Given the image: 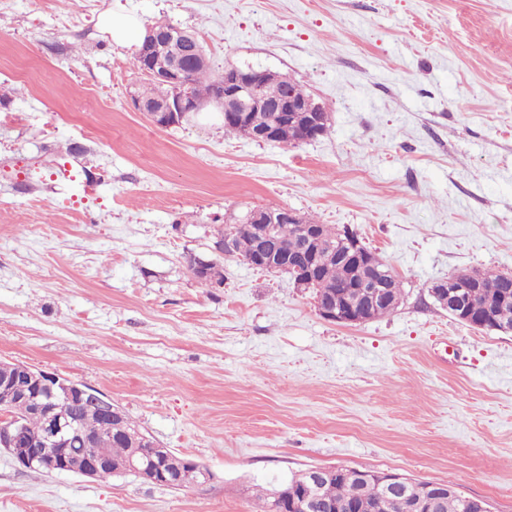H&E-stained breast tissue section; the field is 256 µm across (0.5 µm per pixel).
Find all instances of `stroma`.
I'll return each mask as SVG.
<instances>
[{
	"mask_svg": "<svg viewBox=\"0 0 512 512\" xmlns=\"http://www.w3.org/2000/svg\"><path fill=\"white\" fill-rule=\"evenodd\" d=\"M108 11L192 31L213 72L287 75L328 131L257 142L213 108L155 126ZM268 206L356 232L400 306L329 322L235 258L202 287L185 255ZM464 268L512 271V0H0V360L91 386L214 475H38L0 450V512H253L326 466L512 512V334L428 293Z\"/></svg>",
	"mask_w": 512,
	"mask_h": 512,
	"instance_id": "35a3bbf8",
	"label": "stroma"
}]
</instances>
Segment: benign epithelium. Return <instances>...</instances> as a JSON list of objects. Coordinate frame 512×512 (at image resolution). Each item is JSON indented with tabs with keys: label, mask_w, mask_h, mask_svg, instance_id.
Masks as SVG:
<instances>
[{
	"label": "benign epithelium",
	"mask_w": 512,
	"mask_h": 512,
	"mask_svg": "<svg viewBox=\"0 0 512 512\" xmlns=\"http://www.w3.org/2000/svg\"><path fill=\"white\" fill-rule=\"evenodd\" d=\"M168 37L173 42H180L181 47L172 51L169 62L159 70L155 63L156 54L169 50V45L165 44ZM194 43L195 34L184 29L177 30V34L170 37L166 30L147 28L142 47L135 54L134 66L149 78L168 86L170 92L154 103L142 101L134 90L129 91V98L134 109L145 113L154 125L160 128L178 125L188 114L201 112L211 106L224 112V119L227 121H234L254 108L264 107L272 113L270 123L257 131L247 129V135L257 142L274 140L278 126L288 120L302 123L309 138L321 134L328 117V111L322 104L311 98L301 102L291 95L272 100L267 94V83L259 73L250 68L233 65L224 67V84L220 93L208 101L195 99L190 90V67L196 63H206V58L200 54H192L191 45ZM248 218L254 224L265 225L256 239V254L251 260V265L255 266L266 259L270 250L281 246V242L278 239L277 227L266 224L263 211L254 210L248 214ZM276 223L299 224L302 236L308 241L312 238L309 226L302 224L301 215L292 209L281 210ZM345 242L349 248L342 253L344 259L353 261L359 267L363 266L365 256L361 243L350 229L346 230ZM392 278L393 274L390 272L380 278L372 275L361 278L355 284L360 289V295L365 297L364 306L361 308L355 303L341 304L332 296L316 298V310L323 319L335 323L366 322L380 306L386 303L394 307L399 305L398 297L390 293ZM477 281L478 270H461L448 275L444 284L432 291V294L441 307L457 320L482 329L485 324L474 320L470 313L469 289L475 287ZM17 367L18 372L24 375V383L12 387V390L19 393L32 390L33 400L45 411L46 422L41 436L32 440L22 430L17 419L1 416L0 447L22 468L38 462L51 473L68 472L87 478L96 477L104 468L112 469V459L106 456L73 459L67 448L73 427L69 403L90 392L91 387L21 362L17 363ZM117 472L133 475L147 483H158L160 477L164 476L163 470L151 468L150 461L145 459L130 460L119 467ZM369 486H376L388 493H397L398 501L407 512H435L438 497L434 490L439 487L459 493L456 486L448 488L439 483L424 485L397 473L363 470L361 487L357 490L353 503L354 512H367L364 490ZM289 508L297 512H336V507L321 502L309 488L295 494Z\"/></svg>",
	"instance_id": "obj_1"
}]
</instances>
